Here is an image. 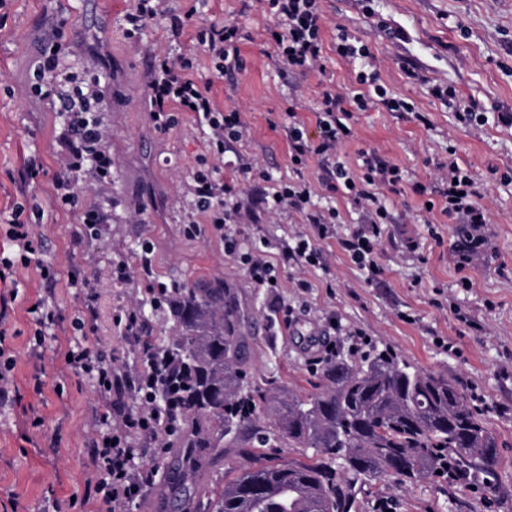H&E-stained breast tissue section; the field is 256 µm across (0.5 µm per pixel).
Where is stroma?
I'll return each instance as SVG.
<instances>
[{"mask_svg":"<svg viewBox=\"0 0 512 512\" xmlns=\"http://www.w3.org/2000/svg\"><path fill=\"white\" fill-rule=\"evenodd\" d=\"M134 6L135 0H7L0 10V220L21 212L43 245L38 263L16 269L18 295L0 317L21 394L19 403L0 408V503H15L16 512H96L86 491L92 415L107 403L117 415L136 404L126 391L103 400L88 374L66 364L72 321L84 303L67 276L80 271L98 277V315L86 323L83 342L115 371L129 370L139 344L114 327L115 311L136 308L157 344L176 332L167 309L152 306L141 276L140 245L146 240L153 271L166 284L220 277L236 291L245 312L244 368L252 385L307 397L319 373L309 365L303 334L324 335L345 358L348 333L360 329L374 347L451 378L469 394L471 408L497 439L501 463L495 493L436 477L402 485L380 478L361 495L360 512H380L384 503L392 512H512V126L500 119L512 113V0H374L371 18L352 0H324L323 54L337 91L347 94L356 87L353 66L335 52L336 29L343 26L368 43L389 92L416 109L412 115L383 109L355 113L353 136L341 156L352 165L360 149L378 150L407 171L410 185L403 194L385 196L388 222L377 247L378 281L367 282L365 272L333 242L325 247L326 269L283 271L282 286L273 292L254 287L225 257L224 240L210 226L197 235L186 233L187 186L209 155V130L190 112L181 113L170 130L155 129L146 106L149 64L170 49L193 58L200 74L212 77L219 107L242 112L248 122L243 153L284 181L293 177L288 139L284 131L270 129L268 115L295 108L309 133H316L323 76L313 71L284 77L270 57L273 19L257 7L241 12L239 0H210L207 13L237 22L250 34L242 47L246 69L233 86L213 78L195 28L176 43L158 22L128 38L123 18ZM381 21L388 32L378 30ZM47 43L82 75L108 76L112 179L100 183L88 177L81 187L84 200L100 206L112 221L81 239L73 236L76 213L58 205L53 188L64 119L32 91ZM407 65L453 85L461 104L476 105L483 122L460 121L427 85L406 78ZM419 112L428 124L416 120ZM451 152L483 184L491 220L489 245L466 274L472 282L468 288L459 287L453 262L458 225L440 210L426 211L423 197L412 190L413 184H430L438 163ZM303 229L299 214L274 213L244 225L242 235L251 244L263 237L285 240ZM410 240L418 243V255L407 254ZM42 262L54 265L61 279L52 298L55 330L35 358L29 354L36 329L29 309L45 294ZM119 262L130 270L123 282L112 277ZM298 278L310 282L308 291L295 288ZM287 305L299 318L290 329L283 325ZM456 305L471 315L473 326L458 323ZM265 434V444L241 439L218 458H203L189 485L207 500L226 479L251 466L312 462L311 449L289 447L274 429ZM183 457V449L174 447L144 458L155 482L127 512H174L167 473L184 470Z\"/></svg>","mask_w":512,"mask_h":512,"instance_id":"1","label":"stroma"}]
</instances>
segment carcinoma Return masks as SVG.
<instances>
[{
    "label": "carcinoma",
    "mask_w": 512,
    "mask_h": 512,
    "mask_svg": "<svg viewBox=\"0 0 512 512\" xmlns=\"http://www.w3.org/2000/svg\"><path fill=\"white\" fill-rule=\"evenodd\" d=\"M168 310L178 334L160 347L180 379L166 381L165 403L191 422L185 464L196 449L221 450L264 414L311 464L251 467L201 509L181 484L182 512H357L359 494L384 475L400 481L456 475L482 477L490 489L500 464L493 433L472 411L463 390L422 372L388 351L358 362L338 358L320 371L306 398L270 397L245 380L241 307L224 280L185 283Z\"/></svg>",
    "instance_id": "carcinoma-1"
}]
</instances>
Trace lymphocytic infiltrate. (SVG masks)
<instances>
[{
  "label": "lymphocytic infiltrate",
  "instance_id": "1",
  "mask_svg": "<svg viewBox=\"0 0 512 512\" xmlns=\"http://www.w3.org/2000/svg\"><path fill=\"white\" fill-rule=\"evenodd\" d=\"M264 11L275 21L274 57L277 66L294 73L321 68L323 54L322 9L320 0H259ZM200 5L185 13H176L169 0H154L140 4L128 14V36H135L152 21L169 23L172 37H180L186 24L200 16ZM249 35L233 21H209L199 32L200 42L212 57L219 77L235 82L246 68L241 45ZM44 61L38 72L40 86L61 103L66 116L62 131L63 150L57 158L59 172L54 181L56 195L63 205L79 213L76 234L96 229L106 223L103 211L84 204L78 185L81 177L92 174L103 181L112 176V156L106 149L110 130L102 114L108 105L101 90L100 78H81L73 69L60 62L54 48H45ZM359 89L353 97L327 89L316 113L318 138H309L305 123L295 110L270 118L271 129H285L289 159L299 179L284 183L259 170L253 161L237 153L235 147L248 132L239 111H223L212 94L211 83L195 77L192 58L179 53L154 57L150 67L147 102L157 129L166 131L176 126L178 115L191 111L206 121L209 133V153L217 160H229L251 188L237 191L216 176L214 169L196 171L190 192L193 207L186 217L188 231L200 233L202 224H211L224 237V253L233 258L246 272L254 287H270L287 268L303 269L325 264L322 243L334 240L355 263L377 276L380 269L374 260L376 244L382 237V224L388 217L383 202L384 192H399L403 177L397 165L374 149L359 152L360 171L351 173L336 159L341 144L352 135L347 122L352 110L383 106L391 112H409L413 106L404 99L390 96L379 84L376 75L358 74ZM317 158L323 170L318 186H311L301 173L309 158ZM415 193L425 196V210L443 203L449 220L461 224L463 243L454 252L457 269L470 267L488 243L489 216L481 205V190L475 179L465 172L456 159L442 165L432 186H415ZM345 196L360 207L366 219L349 235L337 237L335 224L338 212L332 206H319L317 198ZM295 210L309 226L307 234L292 241L248 246L241 238V225L256 223L259 214L278 210ZM14 247L13 253L0 251V283H6L16 265H29L39 255L41 243L35 240L27 222L12 218L5 231ZM72 367L90 374L100 393L127 387L138 404L137 412L120 416L115 421H101L90 441L93 473L90 487L99 504V512H126L129 503L153 481L152 470L142 468L138 461L145 452L141 441H149L154 455L168 453L173 436L183 421L174 411L158 408L157 392L163 379L164 363L157 348H145L140 353L141 364L132 372L117 374L111 365L93 362L88 347L75 341L68 348Z\"/></svg>",
  "mask_w": 512,
  "mask_h": 512
}]
</instances>
